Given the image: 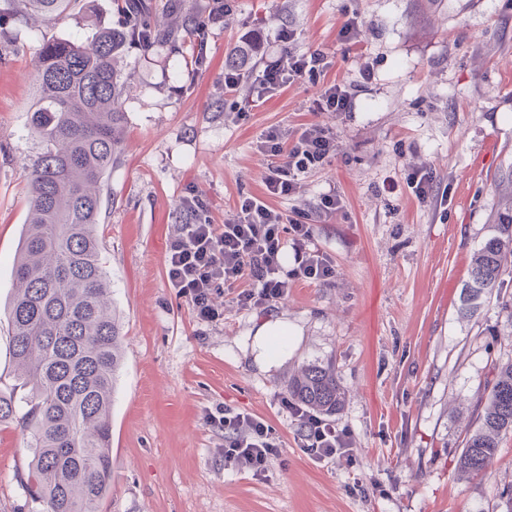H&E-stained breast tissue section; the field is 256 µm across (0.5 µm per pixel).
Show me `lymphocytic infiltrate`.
<instances>
[{"instance_id":"1","label":"lymphocytic infiltrate","mask_w":512,"mask_h":512,"mask_svg":"<svg viewBox=\"0 0 512 512\" xmlns=\"http://www.w3.org/2000/svg\"><path fill=\"white\" fill-rule=\"evenodd\" d=\"M241 40L266 56L267 62L247 87L246 96L237 102V114H245L266 96L301 79L319 86L311 111L340 116L351 112L352 89L320 82L331 65L325 51L274 55L259 36L247 32ZM338 149L336 131L327 125L312 122L292 133L272 125L256 141V152L266 162L262 195L240 197L232 215L220 225L205 218V200L192 192L182 197L183 223L166 246L165 272L169 287L189 300L199 320L219 318L213 296L224 289L234 293L239 309L249 311L284 299L297 283L335 280V262L315 245L308 215L287 213L274 202L294 197L302 179L323 169ZM288 252L293 255L289 268L282 264ZM281 407L304 430L309 451L317 459L351 458L347 429L336 427L291 398H282ZM209 421L224 431L226 463L259 477L278 458L280 441L263 418L227 407Z\"/></svg>"}]
</instances>
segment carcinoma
Wrapping results in <instances>:
<instances>
[{
    "label": "carcinoma",
    "mask_w": 512,
    "mask_h": 512,
    "mask_svg": "<svg viewBox=\"0 0 512 512\" xmlns=\"http://www.w3.org/2000/svg\"><path fill=\"white\" fill-rule=\"evenodd\" d=\"M76 0H13L0 12V48H11L12 26L35 19L49 26ZM117 27H78L66 38L42 37L35 65L36 94L26 126L37 146L24 180L28 217L14 261L15 287L5 314L16 377L29 388L27 410L0 393V423L28 432L32 459L27 485L42 512H99L112 478V401L122 367L119 317L96 234L101 192L125 152L129 47L163 51L173 84L186 58L203 68L213 30L224 12L194 0H113ZM512 275V198L491 233L474 250L466 284L473 302L502 288ZM487 394L457 457L458 469L480 475L501 438L512 433V360L491 364ZM288 397L323 416L340 408L335 367L309 363L288 382Z\"/></svg>",
    "instance_id": "carcinoma-1"
}]
</instances>
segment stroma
Here are the masks:
<instances>
[{
  "label": "stroma",
  "mask_w": 512,
  "mask_h": 512,
  "mask_svg": "<svg viewBox=\"0 0 512 512\" xmlns=\"http://www.w3.org/2000/svg\"><path fill=\"white\" fill-rule=\"evenodd\" d=\"M205 68L173 87L161 56L129 49L126 148L102 194L97 228L120 312L124 363L112 403V481L100 512H504L512 496V435L475 477L455 460L474 426L492 360L512 359V323L500 295L460 312L470 256L488 235L512 178V0H228ZM359 34L341 40L344 21ZM112 0H79L47 28L116 26ZM321 49L326 79L359 85L349 115L314 114L316 86L297 82L246 117L216 112L224 54L240 34ZM0 57V309L27 214L23 167L35 140L25 129L35 95L36 44L13 29ZM373 76L362 82L360 69ZM333 127L339 150L308 175L285 211L311 214L316 246L336 264L333 286L300 283L264 310L217 293L219 319L196 318L169 288L165 249L179 201L197 191L212 223L243 193L262 194L264 162L253 143L270 125ZM436 173L437 199L406 186L413 169ZM395 194L379 193L382 183ZM335 188L343 209L319 216ZM282 321L290 331L256 359L253 336ZM331 364L344 390L336 426L352 434L354 465L313 460L300 426L280 407L308 363ZM264 418L281 440L265 477L224 461V433L208 413L223 406ZM27 434L0 424V512H39L25 482Z\"/></svg>",
  "instance_id": "obj_1"
}]
</instances>
